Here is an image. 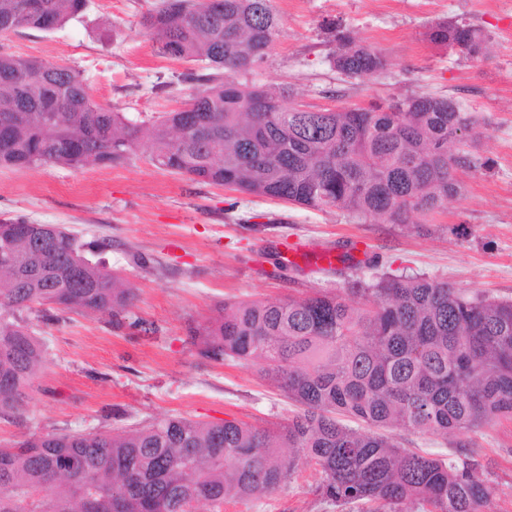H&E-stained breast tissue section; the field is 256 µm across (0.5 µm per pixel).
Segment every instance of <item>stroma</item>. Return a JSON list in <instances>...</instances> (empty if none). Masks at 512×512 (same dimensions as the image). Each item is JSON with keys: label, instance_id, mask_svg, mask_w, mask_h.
Listing matches in <instances>:
<instances>
[{"label": "stroma", "instance_id": "1", "mask_svg": "<svg viewBox=\"0 0 512 512\" xmlns=\"http://www.w3.org/2000/svg\"><path fill=\"white\" fill-rule=\"evenodd\" d=\"M157 0H89L83 17L44 32L0 35V54L79 71L95 103L142 119L178 109L191 92L189 63L158 55L141 21ZM280 35L254 73L257 82L325 107L430 93L454 98L480 122L463 151L484 168L456 173L463 190L429 224L360 223L195 183L153 166L146 151L109 166L0 168V218L55 224L79 241H109L106 262L139 299L127 327L104 314L58 312L30 318L46 365L28 390L21 417H0V445L34 433H119L161 417L237 419L257 426L293 407L244 363L203 358L188 335L224 302L275 299L340 289L370 259L380 271L426 275L470 294L512 298V0H272ZM339 19L389 61L365 82L333 70L321 30ZM480 27L489 51L465 59L425 37L436 21ZM301 243L334 248L333 270L288 266L279 255ZM482 471L498 493L485 512H512V421L479 439ZM315 468L300 467L289 487L261 499L229 501L222 512H337L313 492Z\"/></svg>", "mask_w": 512, "mask_h": 512}]
</instances>
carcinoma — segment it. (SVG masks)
<instances>
[{
    "mask_svg": "<svg viewBox=\"0 0 512 512\" xmlns=\"http://www.w3.org/2000/svg\"><path fill=\"white\" fill-rule=\"evenodd\" d=\"M88 0H0V35L49 32ZM164 57L224 70L189 72L183 106L138 121L94 103L79 72L0 54V167L120 162L149 142V161L192 181L361 221L426 224L481 159L452 147L476 117L451 97L420 94L366 106L315 108L286 89L242 82L280 23L271 0H160L143 20ZM337 72L365 81L386 57L341 22L327 25ZM426 39L466 58L488 37L443 20ZM54 224L0 220V414L28 404L44 351L25 314L106 313L122 325L136 289ZM189 335L201 355L255 364L298 411L255 426L164 418L121 436L47 432L0 446V512H220L268 497L302 464L314 493L361 512H485L496 488L466 438L512 420V299L468 294L425 276L382 273L275 301L224 303ZM457 438L444 458L404 448L380 428Z\"/></svg>",
    "mask_w": 512,
    "mask_h": 512,
    "instance_id": "carcinoma-1",
    "label": "carcinoma"
}]
</instances>
